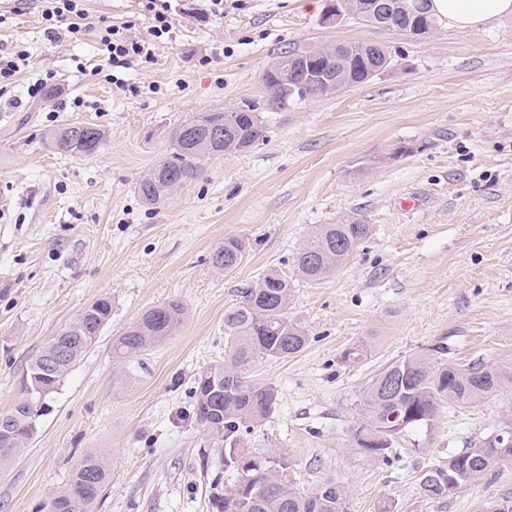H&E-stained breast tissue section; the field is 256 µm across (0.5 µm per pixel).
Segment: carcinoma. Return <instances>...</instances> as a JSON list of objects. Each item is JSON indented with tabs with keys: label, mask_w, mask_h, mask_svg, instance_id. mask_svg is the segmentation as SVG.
<instances>
[{
	"label": "carcinoma",
	"mask_w": 512,
	"mask_h": 512,
	"mask_svg": "<svg viewBox=\"0 0 512 512\" xmlns=\"http://www.w3.org/2000/svg\"><path fill=\"white\" fill-rule=\"evenodd\" d=\"M391 14L386 20L398 31L415 34L414 26H436L430 0H387ZM386 47L376 44L345 46L342 56L324 61L332 74L344 70L356 79L364 77L371 55ZM262 81L271 93L270 103L283 109L297 95L288 88ZM191 133L179 126L172 134V148L136 186L143 202L163 203L184 184L198 179L205 163L227 151L265 138V128L252 104L219 112H205L188 121ZM51 147L64 156H90L104 143V133L92 124H64L47 134ZM369 234V225L321 224L296 252V274L319 280L336 269ZM247 243L227 238L213 251L212 266L231 272L243 261ZM293 285L288 277L270 271L255 286L241 291L240 302L224 316V327L233 341L222 362L197 373L192 387L193 419L214 444L224 447V469L238 474V481L223 494L212 496L216 512H347L345 486L326 481L305 493L288 478L290 462L283 452L256 456L240 447L242 435L263 422L275 409L278 391L271 384L253 382L244 369L257 358L288 359L309 343L307 330L288 318ZM112 302L101 297L88 304L61 332L52 337L24 372L22 388L14 407L0 416L12 425L8 442L0 440V461L11 459L27 447L36 429L42 401L55 392L70 369L96 342L108 324ZM184 307L169 302L146 310L113 343L116 351L134 355L146 351L177 328ZM505 375L491 366L467 368L452 364L437 366L432 357L396 361L375 374L358 397L359 418L353 439L364 452L391 461L393 444L399 438L433 426L438 403L468 404L496 390ZM512 459V439L493 435L470 443L448 461L426 469L420 476L425 495L443 498L459 486L481 477L500 463ZM459 473L458 483L448 485V472ZM110 481V468L99 457L88 455L73 467L66 485L42 500L45 512H93L101 492Z\"/></svg>",
	"instance_id": "1"
}]
</instances>
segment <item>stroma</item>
<instances>
[{"label": "stroma", "instance_id": "35a3bbf8", "mask_svg": "<svg viewBox=\"0 0 512 512\" xmlns=\"http://www.w3.org/2000/svg\"><path fill=\"white\" fill-rule=\"evenodd\" d=\"M172 40L151 63L124 70L126 89L92 75L96 38L49 44L37 11L0 0V40L33 66L0 102V413L20 397L27 361L100 297L112 318L45 399L29 447L0 464V512H33L88 454L111 479L94 512H214L230 488L221 451L192 422L189 389L230 351L224 314L293 257L318 224H369V235L330 275L295 279L290 319L311 340L294 357L255 360L251 380L273 384L274 412L244 440L257 455L287 453L310 491L348 489V512H486L512 497V461L436 499L422 470L471 441L512 428V15L426 37L345 15L327 24V0H237L223 14L202 0H170ZM91 14L146 32L141 0H87ZM371 43L391 67L335 95L271 109L261 75L288 47ZM54 72L58 94L26 102V87ZM81 107H74V100ZM253 102L264 141L208 160L204 174L158 207L136 186L194 116ZM89 123L106 133L91 156L52 151L45 135ZM403 142L408 155L393 158ZM418 205L405 209V199ZM248 253L231 273L211 265L227 238ZM175 300L179 327L134 356L112 342L147 309ZM367 343L359 364L343 353ZM444 345V358L484 364L509 379L478 401L441 403L434 426L395 443L386 463L356 448L358 396L395 361ZM425 451L413 453V441Z\"/></svg>", "mask_w": 512, "mask_h": 512}]
</instances>
